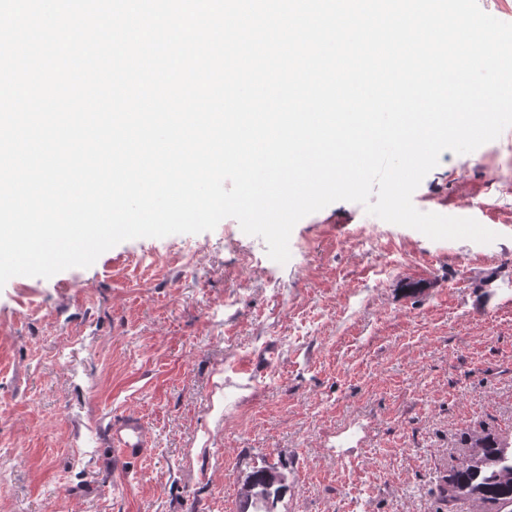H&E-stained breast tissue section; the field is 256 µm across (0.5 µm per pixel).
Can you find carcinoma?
<instances>
[{"mask_svg": "<svg viewBox=\"0 0 512 512\" xmlns=\"http://www.w3.org/2000/svg\"><path fill=\"white\" fill-rule=\"evenodd\" d=\"M473 453L444 478L448 512L468 500L490 506L489 512H512V438L485 429L468 434ZM285 490L282 475L273 466L256 467L241 491V512H273Z\"/></svg>", "mask_w": 512, "mask_h": 512, "instance_id": "1", "label": "carcinoma"}]
</instances>
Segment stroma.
Listing matches in <instances>:
<instances>
[{
	"instance_id": "obj_1",
	"label": "stroma",
	"mask_w": 512,
	"mask_h": 512,
	"mask_svg": "<svg viewBox=\"0 0 512 512\" xmlns=\"http://www.w3.org/2000/svg\"><path fill=\"white\" fill-rule=\"evenodd\" d=\"M443 152L412 201L490 225L427 238L338 201L280 264L223 219L137 238L87 268L0 288V512H239L253 467L275 512H448L468 433H512V167ZM375 247L362 246L372 227ZM256 362L252 378L235 370ZM151 446L120 461L112 420ZM284 490L283 477L274 466L255 467L240 491V511L273 512Z\"/></svg>"
}]
</instances>
